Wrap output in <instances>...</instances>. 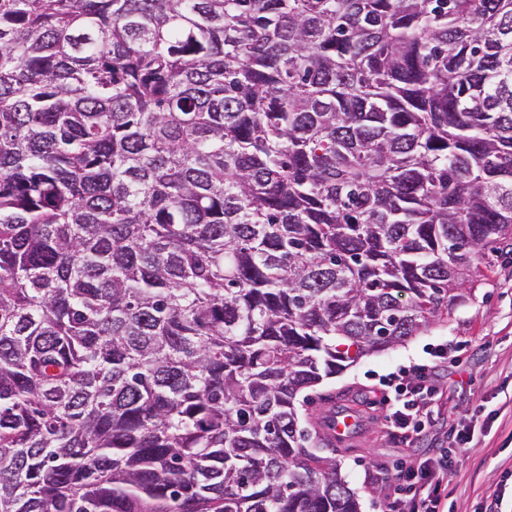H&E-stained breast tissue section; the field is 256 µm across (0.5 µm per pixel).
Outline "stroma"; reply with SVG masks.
<instances>
[{"mask_svg": "<svg viewBox=\"0 0 512 512\" xmlns=\"http://www.w3.org/2000/svg\"><path fill=\"white\" fill-rule=\"evenodd\" d=\"M493 271L465 301L457 303L446 325H436L405 345L361 358L325 379L299 409L310 426L335 397L340 413L354 420L351 432L337 439L341 474L355 491L361 512H381L382 497L365 483L382 469L395 474L410 457L433 458L450 451L453 472L441 512H512V251L495 257ZM447 347L448 356L434 360L433 351ZM413 362H432L442 399L430 426L418 437L391 435L376 393L392 372ZM470 431L472 443H455L457 432Z\"/></svg>", "mask_w": 512, "mask_h": 512, "instance_id": "1", "label": "stroma"}]
</instances>
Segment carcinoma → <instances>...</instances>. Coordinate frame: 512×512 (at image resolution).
I'll list each match as a JSON object with an SVG mask.
<instances>
[{
    "label": "carcinoma",
    "mask_w": 512,
    "mask_h": 512,
    "mask_svg": "<svg viewBox=\"0 0 512 512\" xmlns=\"http://www.w3.org/2000/svg\"><path fill=\"white\" fill-rule=\"evenodd\" d=\"M512 240V0H0V512H359L306 391Z\"/></svg>",
    "instance_id": "cac0c4a2"
}]
</instances>
